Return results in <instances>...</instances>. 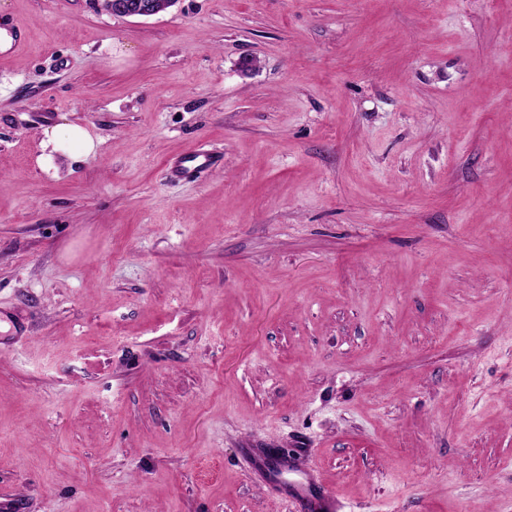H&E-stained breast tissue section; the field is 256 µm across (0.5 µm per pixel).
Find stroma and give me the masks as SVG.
Returning <instances> with one entry per match:
<instances>
[{
	"label": "stroma",
	"mask_w": 512,
	"mask_h": 512,
	"mask_svg": "<svg viewBox=\"0 0 512 512\" xmlns=\"http://www.w3.org/2000/svg\"><path fill=\"white\" fill-rule=\"evenodd\" d=\"M0 17V512H512V0ZM46 147L51 152L63 153L74 158L87 157L96 150V142L88 131L79 124L64 122L44 130ZM216 162L217 159L212 155L200 151H190L181 156L176 172L187 179L196 178L198 174L215 165ZM252 453V452H251ZM253 465L265 471L273 482H278L286 473L300 472L299 479L290 484V496L302 511L336 510L339 502L333 489L321 479L316 469L300 470L291 457L284 458L252 453Z\"/></svg>",
	"instance_id": "1"
}]
</instances>
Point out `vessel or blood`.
I'll return each instance as SVG.
<instances>
[{"mask_svg":"<svg viewBox=\"0 0 512 512\" xmlns=\"http://www.w3.org/2000/svg\"><path fill=\"white\" fill-rule=\"evenodd\" d=\"M216 159L200 151H190L181 156L176 172L190 179L215 165ZM253 464L265 471L272 481H279L284 474L296 471L293 459L257 454ZM299 472V471H296ZM300 477L290 486V495L300 512H337L339 502L333 489L321 479L317 470L309 469L299 472Z\"/></svg>","mask_w":512,"mask_h":512,"instance_id":"b4317fda","label":"vessel or blood"}]
</instances>
